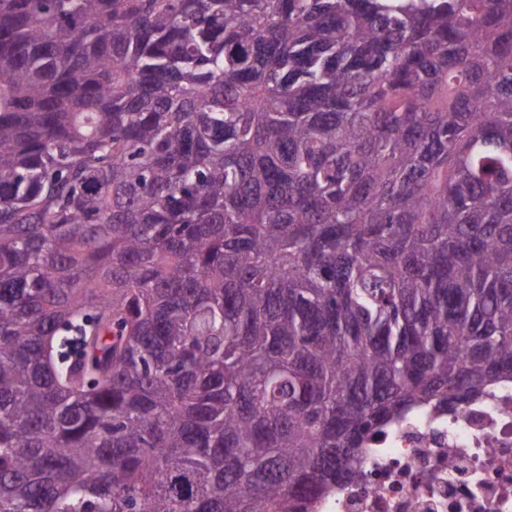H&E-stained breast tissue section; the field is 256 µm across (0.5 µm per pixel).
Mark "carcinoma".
<instances>
[{"label": "carcinoma", "instance_id": "carcinoma-1", "mask_svg": "<svg viewBox=\"0 0 512 512\" xmlns=\"http://www.w3.org/2000/svg\"><path fill=\"white\" fill-rule=\"evenodd\" d=\"M506 382L512 0H0V512H310Z\"/></svg>", "mask_w": 512, "mask_h": 512}]
</instances>
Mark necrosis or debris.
Instances as JSON below:
<instances>
[{
  "instance_id": "obj_1",
  "label": "necrosis or debris",
  "mask_w": 512,
  "mask_h": 512,
  "mask_svg": "<svg viewBox=\"0 0 512 512\" xmlns=\"http://www.w3.org/2000/svg\"><path fill=\"white\" fill-rule=\"evenodd\" d=\"M313 512H512V382L391 426Z\"/></svg>"
}]
</instances>
